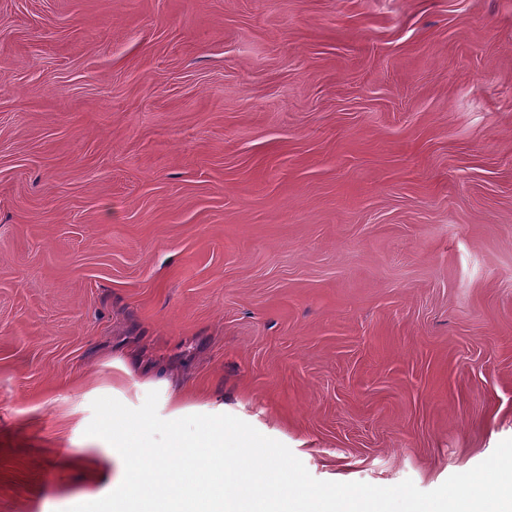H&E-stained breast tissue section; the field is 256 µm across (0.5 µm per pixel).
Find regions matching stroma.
<instances>
[{"label": "stroma", "mask_w": 512, "mask_h": 512, "mask_svg": "<svg viewBox=\"0 0 512 512\" xmlns=\"http://www.w3.org/2000/svg\"><path fill=\"white\" fill-rule=\"evenodd\" d=\"M158 378L323 481L512 438V0H0V512Z\"/></svg>", "instance_id": "obj_1"}]
</instances>
